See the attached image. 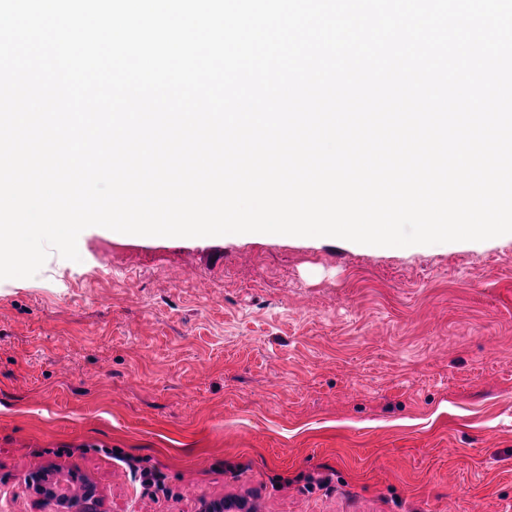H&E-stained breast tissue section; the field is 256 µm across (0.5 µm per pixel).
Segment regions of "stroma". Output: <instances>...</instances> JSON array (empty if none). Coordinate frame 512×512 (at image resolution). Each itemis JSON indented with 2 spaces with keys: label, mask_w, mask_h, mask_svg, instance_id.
<instances>
[{
  "label": "stroma",
  "mask_w": 512,
  "mask_h": 512,
  "mask_svg": "<svg viewBox=\"0 0 512 512\" xmlns=\"http://www.w3.org/2000/svg\"><path fill=\"white\" fill-rule=\"evenodd\" d=\"M78 251L0 280V512L49 464L103 512H512L511 236Z\"/></svg>",
  "instance_id": "obj_1"
}]
</instances>
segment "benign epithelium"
<instances>
[{
    "label": "benign epithelium",
    "instance_id": "1",
    "mask_svg": "<svg viewBox=\"0 0 512 512\" xmlns=\"http://www.w3.org/2000/svg\"><path fill=\"white\" fill-rule=\"evenodd\" d=\"M59 469L54 466L27 476L37 501L46 512H101L102 498L94 481L85 475L68 473L67 488L62 492L56 479Z\"/></svg>",
    "mask_w": 512,
    "mask_h": 512
}]
</instances>
